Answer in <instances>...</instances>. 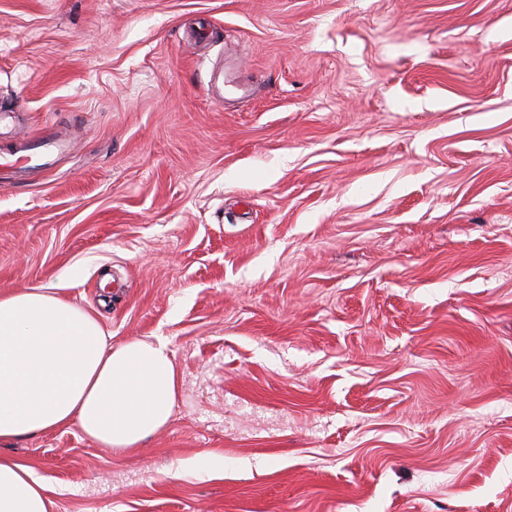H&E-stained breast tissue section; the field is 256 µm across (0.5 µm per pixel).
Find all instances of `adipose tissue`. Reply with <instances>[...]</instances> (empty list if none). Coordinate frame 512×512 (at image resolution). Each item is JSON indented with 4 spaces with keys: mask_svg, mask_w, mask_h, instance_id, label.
<instances>
[{
    "mask_svg": "<svg viewBox=\"0 0 512 512\" xmlns=\"http://www.w3.org/2000/svg\"><path fill=\"white\" fill-rule=\"evenodd\" d=\"M177 377L163 340L109 346L99 320L45 287L0 293V443L77 425L131 451L169 422ZM28 464L0 458V512H51Z\"/></svg>",
    "mask_w": 512,
    "mask_h": 512,
    "instance_id": "adipose-tissue-1",
    "label": "adipose tissue"
}]
</instances>
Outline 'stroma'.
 <instances>
[{
    "instance_id": "obj_1",
    "label": "stroma",
    "mask_w": 512,
    "mask_h": 512,
    "mask_svg": "<svg viewBox=\"0 0 512 512\" xmlns=\"http://www.w3.org/2000/svg\"><path fill=\"white\" fill-rule=\"evenodd\" d=\"M0 151V293L179 379L53 512H512V0H0Z\"/></svg>"
}]
</instances>
